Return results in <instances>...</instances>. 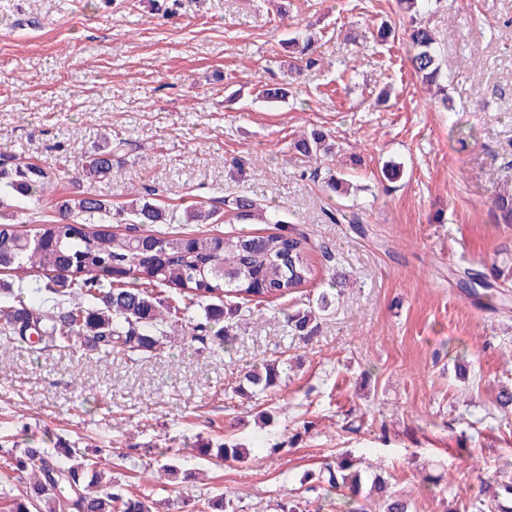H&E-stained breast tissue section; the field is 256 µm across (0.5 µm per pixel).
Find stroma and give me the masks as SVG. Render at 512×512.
Instances as JSON below:
<instances>
[{"instance_id": "stroma-1", "label": "stroma", "mask_w": 512, "mask_h": 512, "mask_svg": "<svg viewBox=\"0 0 512 512\" xmlns=\"http://www.w3.org/2000/svg\"><path fill=\"white\" fill-rule=\"evenodd\" d=\"M0 0V155L34 161L53 189L10 199L1 223L57 219L67 176L104 129L128 141L93 193L121 206L143 186L167 207L245 195L309 234L316 277L242 320L231 352L200 343L130 359L115 351L0 340V442L29 434L108 449L113 477L151 489L154 512L230 491L243 512L324 504L317 476L338 453L368 466L412 512H464L482 482L512 475V224L492 199L512 169V0H431L448 105L408 62L409 13L397 0ZM395 36L376 40L381 25ZM313 33L318 67L297 94L255 100L284 79L285 39ZM333 146L310 172L293 143L313 129ZM403 175L385 178L386 162ZM353 183L328 190L330 172ZM470 267L496 290L458 288ZM349 280L314 335L284 317ZM288 355L267 394H232L249 366ZM231 440L246 463L206 465L196 450ZM279 452H272V445ZM136 465L121 466V459ZM175 471L145 483L139 465Z\"/></svg>"}]
</instances>
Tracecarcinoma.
I'll use <instances>...</instances> for the list:
<instances>
[{"label": "carcinoma", "mask_w": 512, "mask_h": 512, "mask_svg": "<svg viewBox=\"0 0 512 512\" xmlns=\"http://www.w3.org/2000/svg\"><path fill=\"white\" fill-rule=\"evenodd\" d=\"M410 12L407 32L409 62L414 73L441 95L448 93L439 83L441 64L434 33L418 19L426 0H399ZM314 37L288 39L289 52L296 55L290 74L298 75L316 64ZM289 84H265L258 91L267 102L288 99ZM104 146L89 157L70 178L73 191L55 206L59 219L24 230L18 224H0V274L12 282V301L0 306V336L12 343L71 347L80 343L92 350L110 353L118 349L131 357L154 355L185 340L184 326L191 325V340L229 351L232 345L228 321L243 314H260V305L284 298L306 286L315 277L308 260L311 239L307 233L226 234L183 236L178 232L149 230L140 233L136 224H206L217 215V207L199 202L182 213L160 205L155 190L143 188L131 197L118 215L131 227L123 231L88 230L90 224L112 223V201L85 187L108 176L112 155L126 146V139L103 137ZM307 163L320 161L330 151L320 131L304 134L294 143ZM49 173L28 161L0 162V191L30 200H40ZM236 218L259 219L265 224L285 223L276 209L267 210L245 195L228 201ZM500 224H512V191L494 196ZM170 292L166 301L154 289ZM312 309L286 316L293 335L309 338L317 328ZM288 359L250 367L244 374L245 388L269 392L279 387L282 367ZM207 461L244 463L247 449L230 440L217 448H201ZM0 464L11 471L29 472V480L18 495L0 502V512H153L149 493L134 495L115 478H106L103 453L57 443L52 448L32 442H15L0 448ZM344 455L327 464L325 491L340 492L344 512H368L359 504L363 493L362 473L351 471ZM370 492L377 496L379 512H410L408 502L388 490L376 476ZM512 498V483L501 482L490 503H479V512L503 507ZM193 512H238L234 495L219 493L194 506Z\"/></svg>", "instance_id": "cac0c4a2"}]
</instances>
